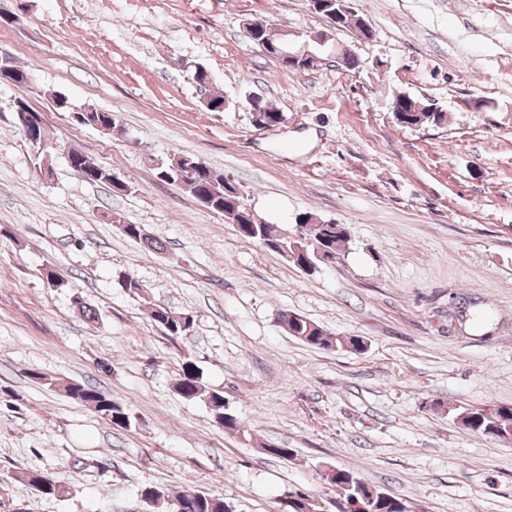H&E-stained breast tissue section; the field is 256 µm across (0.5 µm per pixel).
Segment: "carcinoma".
I'll return each mask as SVG.
<instances>
[{
    "label": "carcinoma",
    "instance_id": "carcinoma-1",
    "mask_svg": "<svg viewBox=\"0 0 512 512\" xmlns=\"http://www.w3.org/2000/svg\"><path fill=\"white\" fill-rule=\"evenodd\" d=\"M248 39L259 46L266 54L279 60L282 55L291 52L288 36L275 32L268 27L256 26L250 30ZM397 122L404 127L438 125L445 121V113L433 112L431 107L409 97L406 99L403 111L394 113ZM75 159L71 168L87 183L98 184L110 182L109 171L95 175L90 170L98 167V162L81 151H74ZM178 167L173 161L161 163L157 173H165L170 183L188 189L197 198L202 193L216 190L207 206L212 212L224 215V179L215 176L211 168H206L205 180L199 181L187 172L175 174ZM239 236L247 241L252 237L262 236L268 243L267 250L283 254L284 251L298 254V264L308 273L315 272L321 261L316 258L319 252L338 255V252L349 242L346 227L336 229L334 224H321L312 215L301 213L295 218V224L284 228L277 224H236ZM125 236L140 242L152 251L164 250V243L147 235L138 224L127 225ZM152 321L164 329V333L173 338L185 337L194 331V317H186V312L172 310L168 307L156 306L151 309ZM279 323L297 340L308 347L320 350L346 348L355 353L366 350L363 338L360 336L336 337L324 330L317 323L293 312L283 313ZM180 394L189 400L204 402L211 413L220 412L223 418L216 424L224 432L233 436L244 434L242 424L237 416L226 407L224 394L208 389L202 383V376L194 361L185 359L177 382ZM69 398L90 408L98 415H106L110 422L119 428H128L132 424V414L125 406L106 397L95 386L88 383L75 382L67 387ZM455 418L460 420V426L470 432L478 433L493 440L512 444V406L500 405L492 407L458 406L454 408ZM186 501L191 505V512H228L224 499L202 490H187L173 498H167L152 505L153 512H177V503ZM319 505L307 494L296 489L288 493V500L281 512H318Z\"/></svg>",
    "mask_w": 512,
    "mask_h": 512
}]
</instances>
